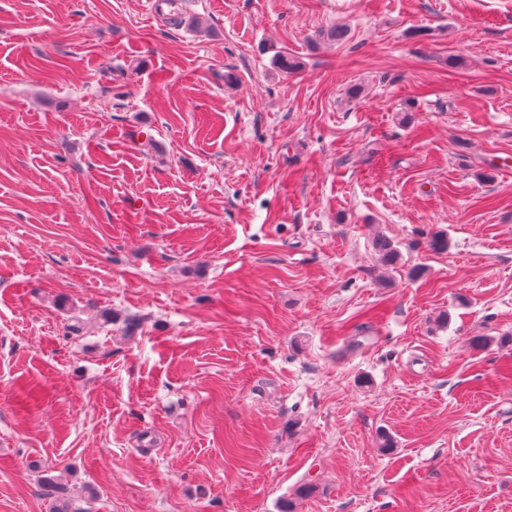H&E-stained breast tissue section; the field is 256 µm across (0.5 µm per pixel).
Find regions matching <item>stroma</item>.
<instances>
[{"mask_svg":"<svg viewBox=\"0 0 512 512\" xmlns=\"http://www.w3.org/2000/svg\"><path fill=\"white\" fill-rule=\"evenodd\" d=\"M178 13L0 0V512H512V0Z\"/></svg>","mask_w":512,"mask_h":512,"instance_id":"35a3bbf8","label":"stroma"}]
</instances>
